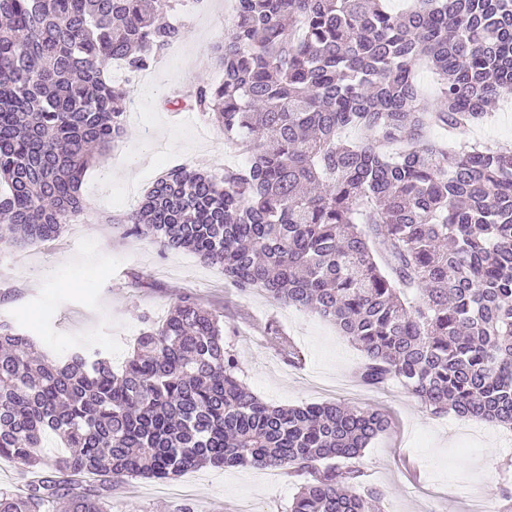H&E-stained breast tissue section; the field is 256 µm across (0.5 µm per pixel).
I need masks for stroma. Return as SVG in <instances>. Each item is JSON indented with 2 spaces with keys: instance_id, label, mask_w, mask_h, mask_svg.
Returning a JSON list of instances; mask_svg holds the SVG:
<instances>
[{
  "instance_id": "1",
  "label": "stroma",
  "mask_w": 512,
  "mask_h": 512,
  "mask_svg": "<svg viewBox=\"0 0 512 512\" xmlns=\"http://www.w3.org/2000/svg\"><path fill=\"white\" fill-rule=\"evenodd\" d=\"M234 0H185L177 14L185 35L164 59L129 81L128 135L105 162L87 170L84 217L56 240L0 248V318L21 325L45 348L64 355L99 348L121 365L148 324L185 295L224 315V340L239 354L242 379L276 407L345 402L378 410L389 428L357 466L361 490L381 494V512H503L512 489V429L422 408L395 384L366 387L354 371L361 353L334 325L266 294L243 291L216 266L189 252H162L124 237L116 216L138 205L154 181L177 165L222 173L247 161L208 122L165 106L200 76L221 82L212 45L232 28ZM461 144L512 147V100L481 124L460 130ZM293 336L304 359L293 366L269 327ZM304 476L281 469L205 467L169 482L125 478L113 483L111 512H288Z\"/></svg>"
}]
</instances>
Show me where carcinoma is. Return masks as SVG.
Segmentation results:
<instances>
[{"label":"carcinoma","mask_w":512,"mask_h":512,"mask_svg":"<svg viewBox=\"0 0 512 512\" xmlns=\"http://www.w3.org/2000/svg\"><path fill=\"white\" fill-rule=\"evenodd\" d=\"M181 0H0V244L58 238L90 163L128 133L112 63L145 71L184 36ZM212 46L224 80L174 106L249 157L222 176L168 169L122 220L128 238L189 251L247 291L306 308L433 414L512 428V148L453 149L512 93V0H237ZM439 78L426 96L415 73ZM352 128L358 139L340 132ZM296 364L300 351L274 331ZM224 320L183 297L121 371L99 351L57 360L0 320V458L32 470L0 512H108L95 475L169 481L189 469L288 468L289 512H379L357 460L389 427L341 403L272 407L239 378ZM67 449L39 475L43 439Z\"/></svg>","instance_id":"cac0c4a2"}]
</instances>
